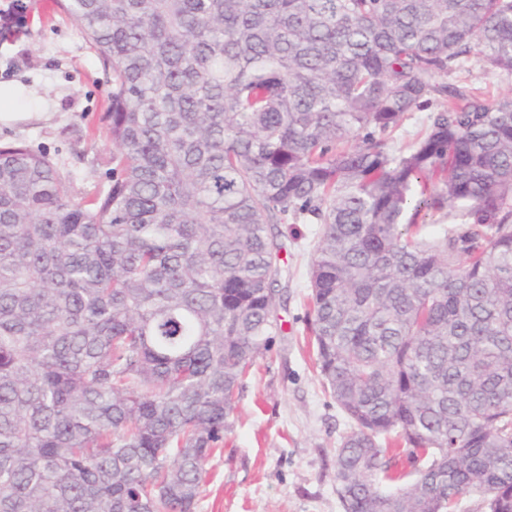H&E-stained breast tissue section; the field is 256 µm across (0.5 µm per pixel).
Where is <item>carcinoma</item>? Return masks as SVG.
<instances>
[{
    "label": "carcinoma",
    "instance_id": "1",
    "mask_svg": "<svg viewBox=\"0 0 512 512\" xmlns=\"http://www.w3.org/2000/svg\"><path fill=\"white\" fill-rule=\"evenodd\" d=\"M111 69L108 187L0 146V512H195L319 225L344 512H512V0H66ZM425 135L395 152L405 114ZM460 228L427 238L421 213ZM413 475L395 469L398 443ZM453 81L473 88L486 100H493L512 90V76L506 77L497 71L484 68L474 60L464 70L454 74Z\"/></svg>",
    "mask_w": 512,
    "mask_h": 512
}]
</instances>
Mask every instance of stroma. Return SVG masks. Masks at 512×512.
Instances as JSON below:
<instances>
[{"label":"stroma","instance_id":"stroma-1","mask_svg":"<svg viewBox=\"0 0 512 512\" xmlns=\"http://www.w3.org/2000/svg\"><path fill=\"white\" fill-rule=\"evenodd\" d=\"M46 2L0 0L1 12H18L16 25L0 30V83L31 91L36 113L0 125V145L23 141L47 152L71 174L75 199H88L103 190L112 165L104 121L111 72L70 16ZM453 79L486 100L512 91V76L474 61ZM283 231V333L244 381L196 512H344L335 458L349 423L316 372L306 324L317 227L288 223Z\"/></svg>","mask_w":512,"mask_h":512}]
</instances>
